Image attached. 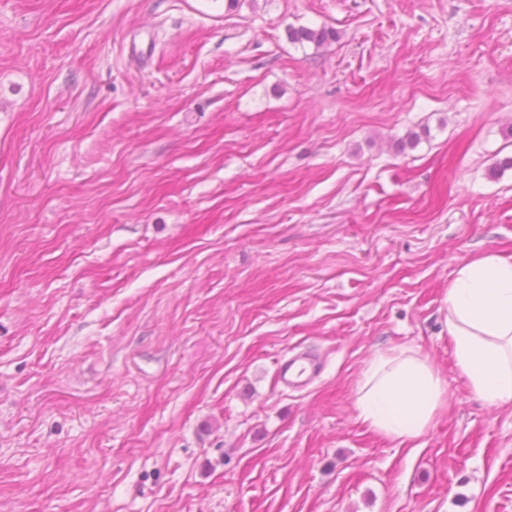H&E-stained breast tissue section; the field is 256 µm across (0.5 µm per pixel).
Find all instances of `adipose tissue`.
Segmentation results:
<instances>
[{
  "label": "adipose tissue",
  "mask_w": 512,
  "mask_h": 512,
  "mask_svg": "<svg viewBox=\"0 0 512 512\" xmlns=\"http://www.w3.org/2000/svg\"><path fill=\"white\" fill-rule=\"evenodd\" d=\"M445 320L469 387L491 405L512 402V257L487 253L460 266L448 286ZM446 394L418 353L394 349L370 362L358 388L359 417L394 439L420 437Z\"/></svg>",
  "instance_id": "adipose-tissue-1"
}]
</instances>
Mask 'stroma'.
Masks as SVG:
<instances>
[{"label":"stroma","instance_id":"obj_1","mask_svg":"<svg viewBox=\"0 0 512 512\" xmlns=\"http://www.w3.org/2000/svg\"><path fill=\"white\" fill-rule=\"evenodd\" d=\"M510 156L512 0H0V512H512L444 304ZM395 348L415 440L356 407ZM286 33L288 40L292 43L299 44H312L316 48L323 47L324 45L336 41L339 38L338 33L332 28H310L301 26L299 28L287 27ZM446 394V384L417 352L379 353L363 374L357 397L359 417L394 439L420 437L432 424ZM321 372L318 358L310 353L292 355L279 369V377L285 387L300 389L313 382Z\"/></svg>","mask_w":512,"mask_h":512}]
</instances>
